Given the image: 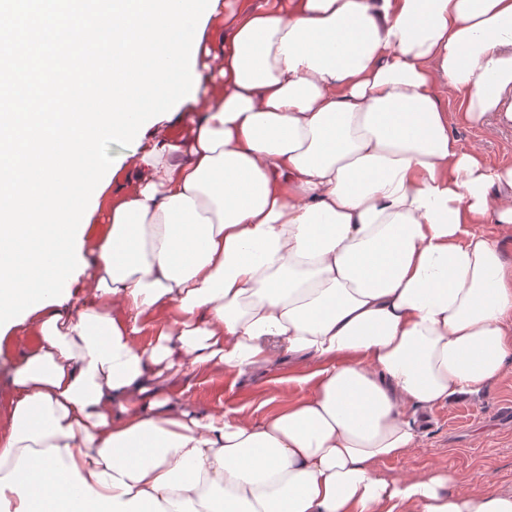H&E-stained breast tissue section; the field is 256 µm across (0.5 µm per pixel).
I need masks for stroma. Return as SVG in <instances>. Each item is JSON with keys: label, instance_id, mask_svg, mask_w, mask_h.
I'll return each mask as SVG.
<instances>
[{"label": "stroma", "instance_id": "stroma-1", "mask_svg": "<svg viewBox=\"0 0 512 512\" xmlns=\"http://www.w3.org/2000/svg\"><path fill=\"white\" fill-rule=\"evenodd\" d=\"M452 131L462 145L478 147L489 164L512 167V127L456 124ZM33 343L18 325L0 337V395L9 390L23 352ZM309 370L306 362L283 357L251 376L220 369L191 373L178 379L172 391L199 413L222 411L256 421L304 397L308 388L298 378ZM416 425L418 447L402 458L378 463L377 475L392 479L406 472L445 469L455 477L453 490L512 493V367L480 398L450 401L426 412Z\"/></svg>", "mask_w": 512, "mask_h": 512}]
</instances>
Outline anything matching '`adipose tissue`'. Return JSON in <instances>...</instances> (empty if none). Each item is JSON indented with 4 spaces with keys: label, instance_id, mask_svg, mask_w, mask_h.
Segmentation results:
<instances>
[{
    "label": "adipose tissue",
    "instance_id": "1",
    "mask_svg": "<svg viewBox=\"0 0 512 512\" xmlns=\"http://www.w3.org/2000/svg\"><path fill=\"white\" fill-rule=\"evenodd\" d=\"M170 122L98 199L80 304L48 305L0 398V512H512L448 471L385 479L417 413L512 362V0H243ZM314 363L252 422L174 380ZM452 132L464 146H477L492 166L512 167V127L455 124Z\"/></svg>",
    "mask_w": 512,
    "mask_h": 512
}]
</instances>
